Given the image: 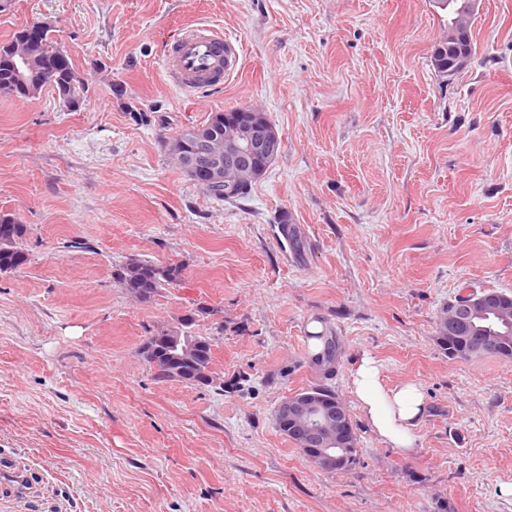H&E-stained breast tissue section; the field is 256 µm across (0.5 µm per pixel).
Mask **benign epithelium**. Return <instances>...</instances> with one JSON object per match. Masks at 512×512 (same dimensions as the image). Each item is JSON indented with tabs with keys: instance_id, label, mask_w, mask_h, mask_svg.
<instances>
[{
	"instance_id": "obj_1",
	"label": "benign epithelium",
	"mask_w": 512,
	"mask_h": 512,
	"mask_svg": "<svg viewBox=\"0 0 512 512\" xmlns=\"http://www.w3.org/2000/svg\"><path fill=\"white\" fill-rule=\"evenodd\" d=\"M482 0H457L452 6L453 17L448 25V35L442 40L448 43V72L452 77L465 68L472 55L466 43L469 28L465 21L480 8ZM37 58L28 50L13 57L17 78L26 83L27 74L36 65ZM280 141L276 133L256 122L253 109L240 108L224 117V156L214 155L204 139L197 141L195 154L187 159L186 170L192 177L206 181H224V169L249 168L263 159L275 157ZM498 304L494 294L473 293L463 297L461 304L448 313V335L456 333L460 326L467 327L470 345L480 347L486 342L483 320L487 311ZM278 426L299 447L319 458L327 467H341L345 459L338 453L351 432V418L345 404L339 400H327L312 393H295L284 399L276 410Z\"/></svg>"
}]
</instances>
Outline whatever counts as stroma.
<instances>
[{
    "mask_svg": "<svg viewBox=\"0 0 512 512\" xmlns=\"http://www.w3.org/2000/svg\"><path fill=\"white\" fill-rule=\"evenodd\" d=\"M47 23L89 80L0 99V214L30 227L0 275V512H512V361L451 360L436 321L473 289L512 294V0H482L473 58L431 64L433 0H13L0 42ZM236 38L224 86L188 96L165 44L188 24ZM265 112L281 150L250 196L214 200L164 143L211 113ZM182 266L142 303L113 273ZM204 306L214 383L158 381L150 330ZM319 322L338 357L312 360ZM428 410L403 457L349 387L362 355ZM325 384L358 435L323 471L275 422Z\"/></svg>",
    "mask_w": 512,
    "mask_h": 512,
    "instance_id": "obj_1",
    "label": "stroma"
}]
</instances>
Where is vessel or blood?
I'll use <instances>...</instances> for the list:
<instances>
[{
	"mask_svg": "<svg viewBox=\"0 0 512 512\" xmlns=\"http://www.w3.org/2000/svg\"><path fill=\"white\" fill-rule=\"evenodd\" d=\"M240 61L236 41L222 31L198 26L182 31L169 42L163 66L171 82L184 94L194 95L219 88Z\"/></svg>",
	"mask_w": 512,
	"mask_h": 512,
	"instance_id": "b4317fda",
	"label": "vessel or blood"
}]
</instances>
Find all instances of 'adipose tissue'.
<instances>
[{
    "mask_svg": "<svg viewBox=\"0 0 512 512\" xmlns=\"http://www.w3.org/2000/svg\"><path fill=\"white\" fill-rule=\"evenodd\" d=\"M351 390L372 433L401 454H410L415 445L414 430L427 407L421 386L414 382L387 385L380 365L365 355L351 373Z\"/></svg>",
    "mask_w": 512,
    "mask_h": 512,
    "instance_id": "adipose-tissue-1",
    "label": "adipose tissue"
}]
</instances>
